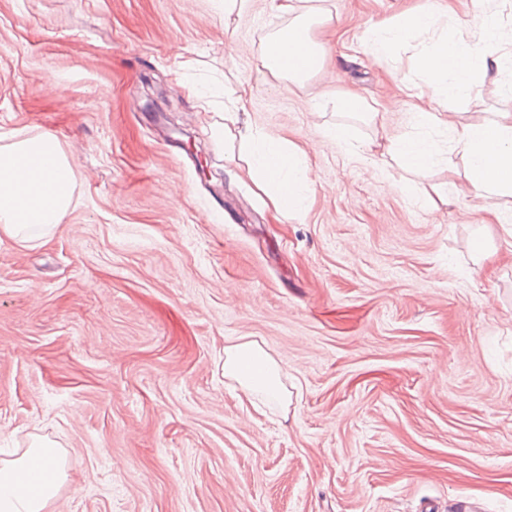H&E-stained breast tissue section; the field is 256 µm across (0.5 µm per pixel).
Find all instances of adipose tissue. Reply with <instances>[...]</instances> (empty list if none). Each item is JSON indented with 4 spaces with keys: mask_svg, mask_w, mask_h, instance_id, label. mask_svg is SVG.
I'll return each mask as SVG.
<instances>
[{
    "mask_svg": "<svg viewBox=\"0 0 512 512\" xmlns=\"http://www.w3.org/2000/svg\"><path fill=\"white\" fill-rule=\"evenodd\" d=\"M272 8L289 15L287 28L272 35L265 47L264 65L297 87L316 75L326 56L314 31L330 22L328 8L302 5V0H270ZM438 11L411 14L394 23L365 29L361 43L375 61L389 58L399 45L420 40L414 57L419 72L433 91V103L413 105L410 123L427 128L444 126L442 109L449 100L479 103L474 79L477 70L512 67V34L501 18L482 12L473 23L438 31ZM388 151L411 171L443 160L462 161L463 179L476 197L488 200L490 216L512 203V113L495 112L478 124L454 127L448 150L431 139L399 133L388 136ZM250 174L278 213L302 210L310 179L305 153L291 142L258 131L245 139ZM72 166L54 136L20 137L0 146V237L24 243L31 231L60 224L74 204ZM224 375L234 380L244 398L260 394L281 396L280 369L255 341L244 340L224 349ZM60 473L57 448L39 442L22 457L0 462V512H45L58 491L41 482L39 471Z\"/></svg>",
    "mask_w": 512,
    "mask_h": 512,
    "instance_id": "obj_1",
    "label": "adipose tissue"
}]
</instances>
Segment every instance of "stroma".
Masks as SVG:
<instances>
[{
    "label": "stroma",
    "mask_w": 512,
    "mask_h": 512,
    "mask_svg": "<svg viewBox=\"0 0 512 512\" xmlns=\"http://www.w3.org/2000/svg\"><path fill=\"white\" fill-rule=\"evenodd\" d=\"M442 2L329 0L324 68L292 91L262 65L289 22L268 0H0V142L53 135L78 202L0 241V461L58 448L46 512H512V237L446 166L329 135L348 91L409 131L415 49L377 65L361 31ZM208 84L242 99L230 135ZM479 88L456 122L512 113V71ZM256 130L305 150L303 213L255 187ZM243 340L284 401L225 377Z\"/></svg>",
    "instance_id": "1"
}]
</instances>
